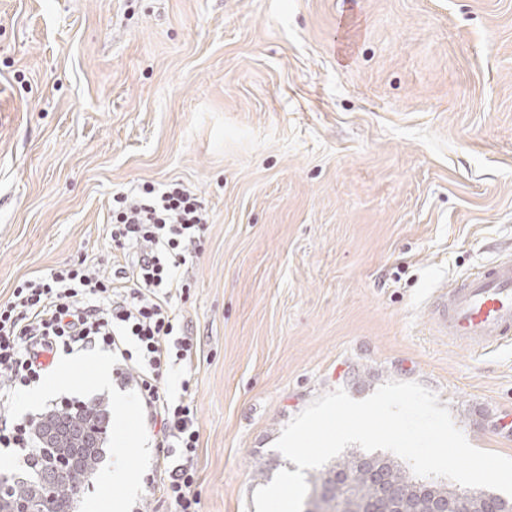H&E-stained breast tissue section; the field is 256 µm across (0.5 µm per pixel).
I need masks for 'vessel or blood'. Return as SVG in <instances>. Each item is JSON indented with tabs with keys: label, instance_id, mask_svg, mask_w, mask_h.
Masks as SVG:
<instances>
[{
	"label": "vessel or blood",
	"instance_id": "obj_1",
	"mask_svg": "<svg viewBox=\"0 0 512 512\" xmlns=\"http://www.w3.org/2000/svg\"><path fill=\"white\" fill-rule=\"evenodd\" d=\"M434 331L475 351H488L512 341V256H503L476 275L429 301Z\"/></svg>",
	"mask_w": 512,
	"mask_h": 512
}]
</instances>
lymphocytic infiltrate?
<instances>
[{"label": "lymphocytic infiltrate", "instance_id": "1", "mask_svg": "<svg viewBox=\"0 0 512 512\" xmlns=\"http://www.w3.org/2000/svg\"><path fill=\"white\" fill-rule=\"evenodd\" d=\"M112 274L85 262L23 280L0 303V402L39 382L58 353L111 352L130 371L137 399L161 451L147 485L174 512H201L194 456L200 431L191 397H171L166 380L198 352L172 303L190 285L178 270L208 221L182 184L113 194ZM177 465H170L171 457Z\"/></svg>", "mask_w": 512, "mask_h": 512}]
</instances>
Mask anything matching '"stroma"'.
<instances>
[{"instance_id":"stroma-1","label":"stroma","mask_w":512,"mask_h":512,"mask_svg":"<svg viewBox=\"0 0 512 512\" xmlns=\"http://www.w3.org/2000/svg\"><path fill=\"white\" fill-rule=\"evenodd\" d=\"M180 182L208 222L173 306L202 512H256L257 469L317 396L417 382L476 448L512 458V343L439 336L437 288L512 254V0H0V299L86 261L112 272V195ZM109 400L122 453L80 494L113 512L116 460L158 450L108 352L59 354Z\"/></svg>"}]
</instances>
